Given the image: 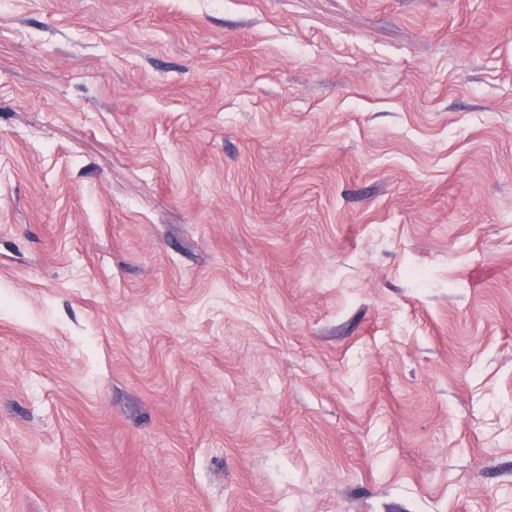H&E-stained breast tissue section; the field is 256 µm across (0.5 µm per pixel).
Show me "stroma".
<instances>
[{
    "label": "stroma",
    "mask_w": 512,
    "mask_h": 512,
    "mask_svg": "<svg viewBox=\"0 0 512 512\" xmlns=\"http://www.w3.org/2000/svg\"><path fill=\"white\" fill-rule=\"evenodd\" d=\"M0 512H512V0H0Z\"/></svg>",
    "instance_id": "35a3bbf8"
}]
</instances>
